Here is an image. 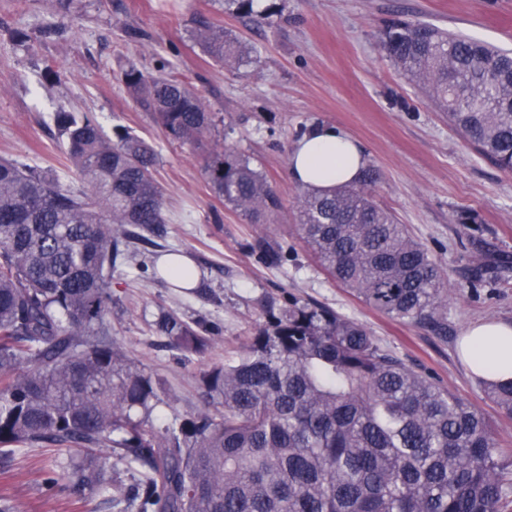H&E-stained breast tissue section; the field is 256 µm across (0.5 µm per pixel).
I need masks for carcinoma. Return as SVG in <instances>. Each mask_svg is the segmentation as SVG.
<instances>
[{"label":"carcinoma","mask_w":512,"mask_h":512,"mask_svg":"<svg viewBox=\"0 0 512 512\" xmlns=\"http://www.w3.org/2000/svg\"><path fill=\"white\" fill-rule=\"evenodd\" d=\"M255 0L224 9L266 23ZM193 40L220 64L258 54L221 26ZM386 56L483 157L512 171V52L397 18ZM170 138L196 145L214 113L162 66L121 74ZM74 190L47 171L0 159V456L73 450L39 470L49 490L112 492L120 464L136 512H507L509 462L485 419L429 375L383 350L359 323L315 301L288 299L247 337L238 361L201 375L205 407L158 426L157 379L106 337L112 270L137 229L166 223L152 144L108 135L88 112H56ZM212 193L254 224L281 200L230 145L204 157ZM380 173L297 198L299 239L327 275L375 311L448 328V285L406 225L374 200ZM158 331L199 353L210 329L173 314ZM512 417V381L484 382Z\"/></svg>","instance_id":"1"}]
</instances>
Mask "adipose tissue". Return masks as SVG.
Wrapping results in <instances>:
<instances>
[{
    "label": "adipose tissue",
    "mask_w": 512,
    "mask_h": 512,
    "mask_svg": "<svg viewBox=\"0 0 512 512\" xmlns=\"http://www.w3.org/2000/svg\"><path fill=\"white\" fill-rule=\"evenodd\" d=\"M366 165L361 144L341 128L321 125L309 130L289 152L292 181L314 192L358 180ZM459 355L475 377L512 379V323L487 321L467 328Z\"/></svg>",
    "instance_id": "1"
}]
</instances>
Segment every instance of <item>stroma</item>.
<instances>
[{"label": "stroma", "instance_id": "stroma-1", "mask_svg": "<svg viewBox=\"0 0 512 512\" xmlns=\"http://www.w3.org/2000/svg\"><path fill=\"white\" fill-rule=\"evenodd\" d=\"M266 24L225 12L224 0H0V157L51 168L77 185L63 165L54 112L91 113L104 131L123 125L153 143L156 178L167 199L162 245L131 251L112 273V340L169 389L152 414L163 424L204 407L202 373L238 359L247 336L267 320L265 305L313 300L361 323L379 346L440 381L479 410L503 451L512 452V419L502 416L462 363L458 344L481 320L512 322V172L478 155L380 46L387 21L408 17L512 51V0H272ZM205 20L240 35L258 59L235 68L215 63L191 38ZM31 41L20 47L13 31ZM167 66L185 76L219 124L218 143L234 146L263 172L281 199L270 223L254 224L211 192L203 148L168 138L120 80L129 67ZM60 73L45 81L46 70ZM337 126L379 169L378 204L407 225L449 284L445 337L388 318L337 285L297 238L289 151L317 124ZM473 213L471 224L460 223ZM283 250L281 262L261 249ZM508 261L475 287L479 249ZM169 253L192 259L198 281L177 288L140 272ZM211 327L204 353L184 352L156 332L161 315ZM53 456L0 457V496L14 512H125L123 498L68 491L48 497L36 471Z\"/></svg>", "mask_w": 512, "mask_h": 512}]
</instances>
